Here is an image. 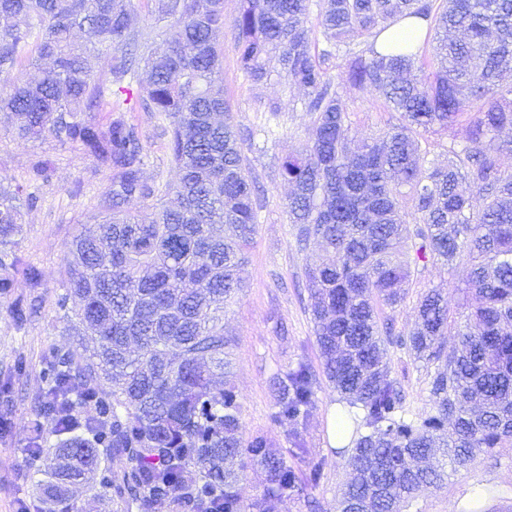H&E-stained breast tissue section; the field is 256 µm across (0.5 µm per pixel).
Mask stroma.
I'll return each instance as SVG.
<instances>
[{
    "instance_id": "obj_1",
    "label": "stroma",
    "mask_w": 512,
    "mask_h": 512,
    "mask_svg": "<svg viewBox=\"0 0 512 512\" xmlns=\"http://www.w3.org/2000/svg\"><path fill=\"white\" fill-rule=\"evenodd\" d=\"M155 0H132L131 25L143 42L160 49L172 37L170 22L156 21ZM239 0H224V28L220 43L224 54L221 85L231 106L232 122L242 136V155L256 180L254 197L257 233L242 273L241 288L224 311V332L234 342L235 366L232 383L241 404L243 437L262 433L275 451L288 448V439L276 427L272 379L300 361L319 365L310 298L304 271L319 257L316 249L298 250L288 222L291 191L280 176V166L289 152L306 145L311 137L310 116L305 110L304 91L284 85L278 77L280 65L271 62L267 80L252 82L241 73L234 52V21ZM349 55L340 53L326 61L334 88L348 112V137L353 142L382 136L399 115L387 111L377 91L357 92L346 82ZM126 119L137 126L147 151L145 176L157 185L154 197L134 202L140 214H150L166 201V191L176 183L178 172L171 160L166 122L155 113L132 103ZM51 159L55 172L50 182L33 186L39 198L34 209L23 212L14 250L20 267L11 269L14 281L9 298L0 297V512H34L41 503L38 472L48 469L43 458L39 469H31L25 450L29 444L28 422L43 393L41 372L51 347L71 351L75 359L86 356L64 311L56 306L67 280L68 246L78 232L96 227L98 201L110 184L111 174L97 166L81 150L41 137L21 140L11 120L0 112V181L27 184L32 165ZM80 194H72L74 184ZM42 273L40 288L28 287L24 266ZM467 263L445 268L420 261L412 267L406 295L396 309L388 311L394 333L407 336L416 327L420 296L441 289L457 312H465L471 298ZM28 306L25 323H18L16 305ZM390 376L405 394L409 412L429 411L432 402L428 376L433 364L416 359L404 349L390 348ZM317 407L306 432L309 453L299 460L308 468L325 459L318 486L280 504L279 512H336V500L347 478L346 459L337 454L327 435L329 416L337 406V395L327 381H320ZM408 512H512V445L480 454L466 469L450 474L440 488L420 492Z\"/></svg>"
}]
</instances>
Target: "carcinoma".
Masks as SVG:
<instances>
[{
    "instance_id": "cac0c4a2",
    "label": "carcinoma",
    "mask_w": 512,
    "mask_h": 512,
    "mask_svg": "<svg viewBox=\"0 0 512 512\" xmlns=\"http://www.w3.org/2000/svg\"><path fill=\"white\" fill-rule=\"evenodd\" d=\"M310 0H240L234 48L252 81L278 55L281 76L307 94L310 143L288 154L281 176L291 186L288 216L300 250L318 243L331 259L306 269L322 374L353 424L342 448L350 470L336 512L354 506L403 512L423 488L468 467L478 454L512 441V172L498 163V132L512 129V0H322L327 48L316 51L307 27ZM176 34L155 51L131 29V0H0V112L18 138L48 135L76 144L112 171L100 198L102 220L70 245L64 292L75 334L96 347L81 362L54 349L45 389L29 423L31 466L54 455L40 483L52 512H76L74 489L94 482L112 500L148 510L242 512V457L266 472L251 512H275L284 499L316 486L324 459L295 469L263 434H239V402L224 336V305L235 296L256 232L255 182L243 164L240 136L215 82L223 72L218 38L224 0H155ZM457 32L438 41V67L409 39L377 50L381 34L406 18ZM363 38L346 82L380 91L401 123L351 150L346 107L332 89L326 60ZM27 62L37 74L11 78ZM105 64L110 83L94 81ZM136 81V97L171 127L179 173L169 203L140 218L128 205L154 195L144 179L147 154L112 85ZM105 123L83 117L101 109ZM466 144L448 164L427 165L420 138L447 133L468 110ZM51 160L30 178L47 182ZM409 187L418 222L410 224L401 187ZM20 188L0 184V269L17 266ZM470 265L478 303L452 311L441 293L420 300L417 328L392 337L384 310L404 298L411 263ZM456 332L460 348L442 337ZM436 364L431 411L409 415L389 378L388 346ZM317 374L306 361L276 378L272 420L307 454L299 426L317 402ZM57 437L51 441L50 437ZM127 458L114 473L109 454Z\"/></svg>"
}]
</instances>
